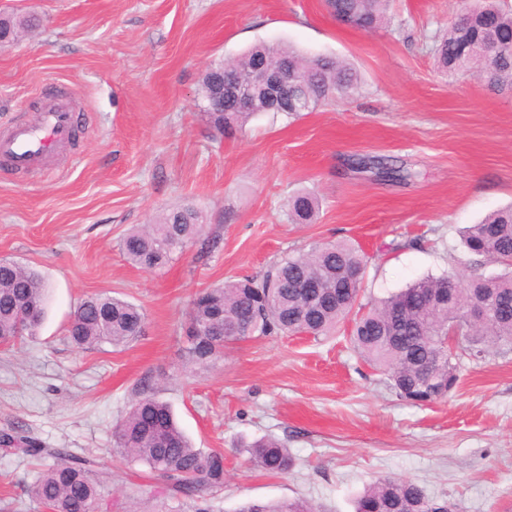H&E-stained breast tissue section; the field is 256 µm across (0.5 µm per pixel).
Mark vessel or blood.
Segmentation results:
<instances>
[{"label":"vessel or blood","mask_w":512,"mask_h":512,"mask_svg":"<svg viewBox=\"0 0 512 512\" xmlns=\"http://www.w3.org/2000/svg\"><path fill=\"white\" fill-rule=\"evenodd\" d=\"M74 127L73 108L63 101L51 103L36 122L19 121L0 132V160L20 170L36 167L69 140Z\"/></svg>","instance_id":"obj_1"}]
</instances>
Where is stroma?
Returning <instances> with one entry per match:
<instances>
[{
    "label": "stroma",
    "mask_w": 512,
    "mask_h": 512,
    "mask_svg": "<svg viewBox=\"0 0 512 512\" xmlns=\"http://www.w3.org/2000/svg\"><path fill=\"white\" fill-rule=\"evenodd\" d=\"M468 3L388 0L383 25L363 31L338 24L323 0H0V12L42 21L0 48V129L36 121L47 82L74 92L83 115L49 172L0 165V259L49 287L37 335L0 345V433L95 457L111 475L107 512H192L114 448L146 386L196 447L223 451L213 512L298 498L353 512L380 476L415 481L457 512H512V352L463 361L448 397L415 406L352 350L345 323L326 338L243 341L205 367L187 360L182 330L199 290L321 243L365 251L368 300L468 266L462 229L512 204V92L448 72L434 52ZM259 44L335 56L358 86L314 111L262 112L217 134L201 77ZM374 156L398 160L408 179L356 167ZM298 192L319 199L315 223L289 221ZM183 204L201 211L217 249L202 258L187 247L153 271L131 265L121 239ZM96 293L142 309L137 340L68 342L71 314ZM262 437L292 453L287 475L248 465L246 447ZM39 470L0 447V512H46L29 493Z\"/></svg>",
    "instance_id": "stroma-1"
}]
</instances>
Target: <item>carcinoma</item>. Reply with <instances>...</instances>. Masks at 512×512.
<instances>
[{"label":"carcinoma","mask_w":512,"mask_h":512,"mask_svg":"<svg viewBox=\"0 0 512 512\" xmlns=\"http://www.w3.org/2000/svg\"><path fill=\"white\" fill-rule=\"evenodd\" d=\"M387 0H326L333 12L343 13L360 29L379 27ZM38 18L3 17L12 32L29 30ZM500 42L495 60L487 62L483 50L490 38ZM469 41L474 50L457 55L458 46ZM265 50L277 62L306 81L305 111L341 98L355 89L358 74L349 65L328 55L305 56L291 45L255 46L228 68L235 80L246 84L257 52ZM435 52L450 70H476L488 86L512 88V9L496 0L468 10L436 40ZM223 62L204 73L199 95L208 102L212 79L223 75ZM364 168L386 180H404L407 171L393 159L368 157ZM288 212L297 224L313 222L319 213L316 197L302 193L288 201ZM202 216L186 204L163 213L147 229H137L120 241L121 251L134 266L152 271L164 266L173 253L200 236ZM464 245L475 256V265L490 261L502 267L485 278L474 268L457 288L448 283L457 276L445 274L413 281L389 297L358 306L367 259L349 243L321 244L307 254L285 258L261 275L227 280L221 287L195 294L189 322L183 327L189 360L205 366L224 355L238 342L278 333L328 336L337 326L352 323L350 343L372 369L402 400L428 404L448 395L456 385L457 368L466 357L479 358L491 350L512 351V206L498 209L481 222L466 227ZM482 295L487 312L470 316V302ZM47 284L36 270L10 259H0V344L8 345L42 323ZM34 307L39 320L20 313ZM143 312L134 304L107 294H96L80 303L67 327L66 338L82 349L110 344L121 347L144 328ZM451 328L462 331L465 343L458 352L446 345ZM3 438L13 450L33 458H51L31 487L32 497L48 512H100L101 488L109 479L95 459L66 448H46L18 430ZM114 444L132 463L147 468L173 499L197 503L194 512H212L208 502L224 485V453L194 447L178 426L170 406L143 390L130 406L114 434ZM249 463L268 474L288 473L294 457L281 442L263 438L248 449ZM237 512H316L301 499L245 503ZM355 512H454L448 501L428 496L419 484L405 479L379 478L366 484L355 500Z\"/></svg>","instance_id":"obj_1"}]
</instances>
